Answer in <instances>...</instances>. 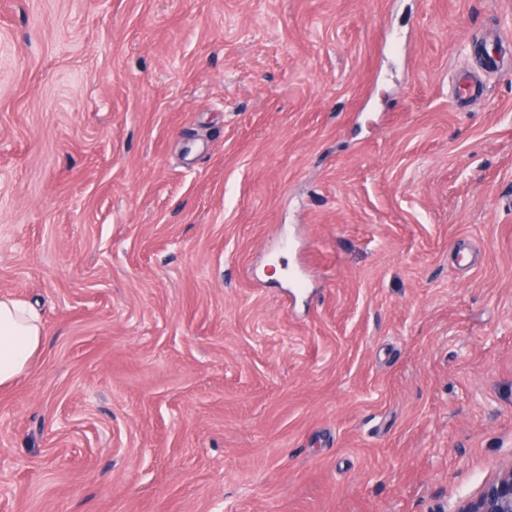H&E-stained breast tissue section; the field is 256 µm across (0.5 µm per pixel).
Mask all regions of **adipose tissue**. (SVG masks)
<instances>
[{"mask_svg": "<svg viewBox=\"0 0 512 512\" xmlns=\"http://www.w3.org/2000/svg\"><path fill=\"white\" fill-rule=\"evenodd\" d=\"M44 340L43 318L33 305L0 296V388L25 375Z\"/></svg>", "mask_w": 512, "mask_h": 512, "instance_id": "1", "label": "adipose tissue"}]
</instances>
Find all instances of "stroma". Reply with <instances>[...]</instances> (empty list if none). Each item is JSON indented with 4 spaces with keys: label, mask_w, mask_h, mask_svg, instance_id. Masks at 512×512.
I'll use <instances>...</instances> for the list:
<instances>
[{
    "label": "stroma",
    "mask_w": 512,
    "mask_h": 512,
    "mask_svg": "<svg viewBox=\"0 0 512 512\" xmlns=\"http://www.w3.org/2000/svg\"><path fill=\"white\" fill-rule=\"evenodd\" d=\"M1 294L0 512H452L512 464V0H0ZM44 340L43 318L33 305L0 296V388L25 375Z\"/></svg>",
    "instance_id": "stroma-1"
}]
</instances>
